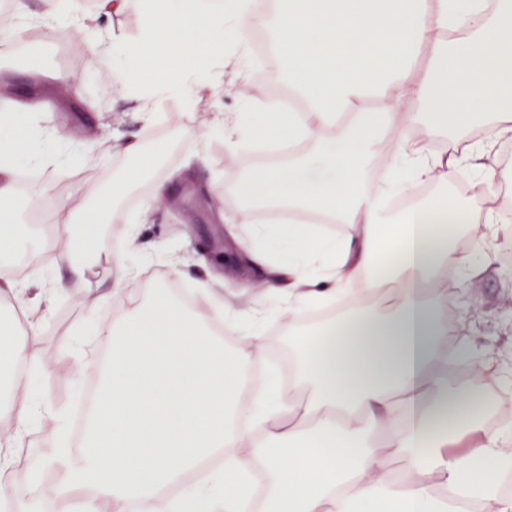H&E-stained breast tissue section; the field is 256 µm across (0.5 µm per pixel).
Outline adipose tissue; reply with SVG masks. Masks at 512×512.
Segmentation results:
<instances>
[{
  "mask_svg": "<svg viewBox=\"0 0 512 512\" xmlns=\"http://www.w3.org/2000/svg\"><path fill=\"white\" fill-rule=\"evenodd\" d=\"M70 5L42 0L39 22L73 20L96 31L93 57L109 66L115 91L151 72V91L138 99L149 117L163 98L192 108L223 91L225 70L240 66L226 49L228 34L242 41L267 23L249 0H145L137 42L117 52L95 19H73ZM275 45L278 71L290 75L308 106L288 114L268 101L250 135L313 140L321 150L233 185L239 221L287 209L279 235L290 243L311 237L298 221L305 213L348 225L344 241L319 243L306 260L272 268L270 286L283 292L288 310L341 296L353 315L296 334L295 379L306 389L298 398L272 383L246 390L244 369L263 352L260 334L228 348L212 329L220 322L230 334L241 321H265L263 300L238 307L206 280L197 285L207 305L200 312L155 289L147 306L97 327L112 353L99 389L105 413L78 442L61 430L41 464L13 484L15 500L34 494L51 500L54 512H71L77 499L83 512H98L102 499L111 512H237L243 484L259 470L265 512H469L479 486L484 512H512V498L489 488L508 458L506 437L482 429L472 393L448 377V285L439 276L451 265L478 272L451 248L459 212L444 200L412 199L393 215L383 204L386 190L359 188L366 162L382 151L409 179L451 177L456 138L432 154L400 132L416 122L419 100L436 126L453 132L488 115L494 138H512V0L491 10L470 0L463 11L451 0H284ZM372 88L382 99L374 107L365 102ZM30 145L19 113L1 111L4 263L18 262L30 240L17 221L8 163ZM99 242L84 215H71L56 244L61 264L91 259ZM364 290L380 296L385 311L367 307ZM11 331L0 318V382L9 385L6 410L21 429L37 407L16 374L24 351ZM245 391L264 438L233 424ZM463 424L480 446L460 459L447 447ZM48 470L61 482H44Z\"/></svg>",
  "mask_w": 512,
  "mask_h": 512,
  "instance_id": "adipose-tissue-1",
  "label": "adipose tissue"
}]
</instances>
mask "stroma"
<instances>
[{
  "label": "stroma",
  "mask_w": 512,
  "mask_h": 512,
  "mask_svg": "<svg viewBox=\"0 0 512 512\" xmlns=\"http://www.w3.org/2000/svg\"><path fill=\"white\" fill-rule=\"evenodd\" d=\"M143 20V0H127L122 13L100 16L99 25L107 30L115 46L134 41ZM243 65L226 74L220 100H202L194 111H184L178 100L163 103L155 117L144 119L137 110L135 92L119 94L112 90L106 67L92 60L90 38L69 32L59 40L51 28H37L23 53L0 55V110L23 105L22 118L40 141V155L16 157V171H36L48 178L47 193L37 208L44 240H51L64 227L68 214L90 202L94 192L106 190L113 179L125 175L129 155L126 142H136L154 164L137 180L129 193L115 205L119 224L102 225L100 234L107 246L100 250L82 273L65 272L66 284L54 301L35 347L40 370H25L33 400L42 404L41 413L29 421L21 448L28 465L39 464L60 427L71 424V411L89 382H100L101 371L88 350L99 342L93 336L94 323H110L113 315H126L146 305L153 291L167 287L166 274L176 269L178 289L191 293L206 279L219 282L227 297L248 303L264 296L270 316L262 327L265 351L249 368L261 379L266 368H279L281 358H292L289 336L294 329L293 315L283 309V300L266 293V266L286 263L289 254L309 251L306 243L285 247L275 235V222L262 223L259 236H252L251 225L236 223L240 207L236 198L225 194L227 184L240 181L252 169L257 156L256 140L248 133L262 102L272 87L290 89L288 76L261 78L254 63V42L235 44ZM239 117L236 147L223 138H205L216 113ZM194 126L197 137L185 135ZM205 152L208 165L188 166L187 161ZM456 176L427 187L412 184L409 194L431 201L447 197L460 210L512 213V152L504 140H497L490 170L473 169L466 156L460 158ZM63 178H54V171ZM467 180H459V172ZM165 182L166 192L155 196L153 186ZM137 226L135 246L127 244L129 226ZM253 240V249L264 254L265 264L250 260L242 247ZM122 253L128 267L140 275L131 295L111 297L114 280L113 255ZM512 227H502L489 240L487 254L476 255L481 273L466 279L463 274L443 272L448 282V304L456 313L455 333L484 346L498 374L512 371ZM107 302H100L101 293Z\"/></svg>",
  "instance_id": "obj_1"
}]
</instances>
